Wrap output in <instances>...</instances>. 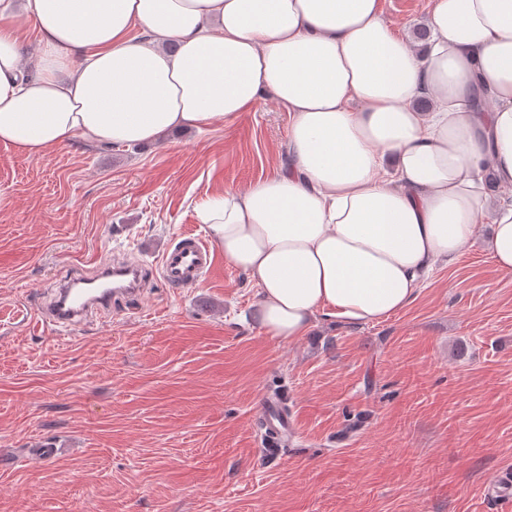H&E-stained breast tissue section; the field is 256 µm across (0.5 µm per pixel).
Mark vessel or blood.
I'll use <instances>...</instances> for the list:
<instances>
[{"label":"vessel or blood","mask_w":512,"mask_h":512,"mask_svg":"<svg viewBox=\"0 0 512 512\" xmlns=\"http://www.w3.org/2000/svg\"><path fill=\"white\" fill-rule=\"evenodd\" d=\"M213 263L212 246L200 236L187 234L165 247L158 267L165 285L181 290L195 287ZM103 273L111 277V285L78 288L70 281L61 285L49 300L38 306L36 326L64 332L91 311L111 313L122 301L140 294L146 268L140 263L120 260L105 267Z\"/></svg>","instance_id":"vessel-or-blood-1"}]
</instances>
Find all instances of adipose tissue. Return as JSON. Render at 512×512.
I'll use <instances>...</instances> for the list:
<instances>
[{
  "label": "adipose tissue",
  "mask_w": 512,
  "mask_h": 512,
  "mask_svg": "<svg viewBox=\"0 0 512 512\" xmlns=\"http://www.w3.org/2000/svg\"><path fill=\"white\" fill-rule=\"evenodd\" d=\"M21 16L39 36L31 70ZM429 30L422 57L380 0H0V143H152L273 99L286 162L198 219L256 286L268 336L297 340L321 314L379 321L484 217L512 273V0H435ZM487 172L506 196L490 200Z\"/></svg>",
  "instance_id": "adipose-tissue-1"
}]
</instances>
